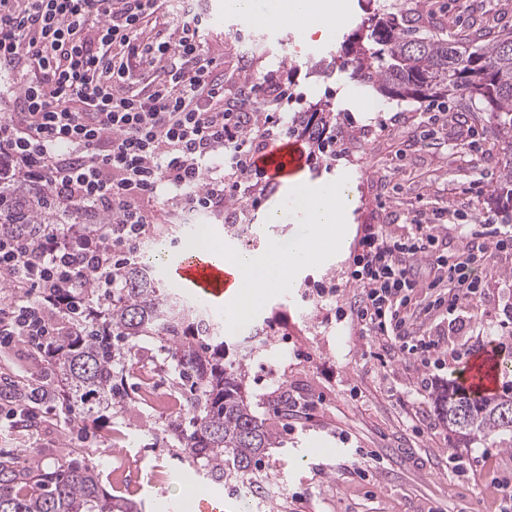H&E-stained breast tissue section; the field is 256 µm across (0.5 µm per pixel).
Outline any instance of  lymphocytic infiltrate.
<instances>
[{
	"instance_id": "1",
	"label": "lymphocytic infiltrate",
	"mask_w": 512,
	"mask_h": 512,
	"mask_svg": "<svg viewBox=\"0 0 512 512\" xmlns=\"http://www.w3.org/2000/svg\"><path fill=\"white\" fill-rule=\"evenodd\" d=\"M161 0H0V73L11 80L16 108L0 121V187L28 180L82 224H57L32 238L0 235V279L26 289L0 301V346L21 341L43 350L66 314L72 289L115 288L140 239L152 230L159 187L175 192L189 221L225 212L230 200L250 202L268 181L255 158L290 128L269 106L296 102L287 84L250 85L224 100V74L199 51L202 20L191 15L175 41L158 40ZM154 72L146 94L133 91ZM223 158L224 172L205 177ZM433 221L416 213L405 236L382 224L363 228L351 278L360 290L350 312L376 336L404 335L422 314L412 296L416 266L437 295L430 308L477 293V271L490 250L437 252Z\"/></svg>"
}]
</instances>
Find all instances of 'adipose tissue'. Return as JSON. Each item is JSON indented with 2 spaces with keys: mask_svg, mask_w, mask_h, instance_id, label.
Wrapping results in <instances>:
<instances>
[{
  "mask_svg": "<svg viewBox=\"0 0 512 512\" xmlns=\"http://www.w3.org/2000/svg\"><path fill=\"white\" fill-rule=\"evenodd\" d=\"M224 6L262 24L300 28L307 38L328 36L340 17L336 0H269L266 11L260 14L254 11V0H225Z\"/></svg>",
  "mask_w": 512,
  "mask_h": 512,
  "instance_id": "adipose-tissue-1",
  "label": "adipose tissue"
}]
</instances>
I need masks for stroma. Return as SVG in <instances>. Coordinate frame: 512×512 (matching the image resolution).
<instances>
[{
	"label": "stroma",
	"instance_id": "1",
	"mask_svg": "<svg viewBox=\"0 0 512 512\" xmlns=\"http://www.w3.org/2000/svg\"><path fill=\"white\" fill-rule=\"evenodd\" d=\"M344 21L329 37L304 39L298 29L262 26L224 10V0H193L203 18L201 48L225 74L264 84L294 83L303 96L292 111L324 108L336 115V138L348 153L330 162L311 152L303 179L316 185L348 175L357 202L351 211L349 245L339 256L302 270L289 293L268 301L237 333H225L228 359L242 360L244 389L255 414L277 423L276 401L295 403L283 445L270 449L263 490L248 495L241 482L221 484L229 505L244 512H512L499 486L512 479V447L496 439L459 443L435 410L432 393L456 379L464 360L451 350L501 347L512 360V256L492 254L479 269L483 291L455 315L432 311L416 329L417 338L437 340L428 362L394 352L389 341L369 336L341 307L356 288L348 278L351 260L366 224L388 225L401 235L414 212H442L437 233L448 251L474 246L463 225L489 220V233L512 232V218L495 204L502 157L487 128L488 116L471 109L467 97L446 100L447 120L431 122L430 99L383 100L369 111L373 92L350 79L342 64L326 74L314 64L340 56L345 35L360 26L358 0H339ZM419 32L438 28L455 35L475 27L496 35L512 30V0H418ZM287 195L284 183L259 194L257 205H243L240 223L246 239L231 236V220L206 212L198 223L210 225L234 249H263L268 240L286 242L298 230L296 218L269 224L267 213ZM50 368L26 344L0 348V381L28 389ZM128 393L122 410L105 413L103 422L77 429L54 403L40 404V423L12 427L11 402L0 397V451L23 456L41 449L54 462L80 447V431L96 435L99 464L110 473L124 463L135 478L127 489L143 512H170L186 503L193 468L178 461L177 434L168 432L167 415L145 404L132 373H124Z\"/></svg>",
	"mask_w": 512,
	"mask_h": 512
}]
</instances>
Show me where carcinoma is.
I'll return each mask as SVG.
<instances>
[{
    "mask_svg": "<svg viewBox=\"0 0 512 512\" xmlns=\"http://www.w3.org/2000/svg\"><path fill=\"white\" fill-rule=\"evenodd\" d=\"M413 18L374 9L344 44L350 79L392 100L466 96L488 113L495 144L504 151L496 192L512 205V31L484 40L413 37ZM332 112L301 113L295 123L311 145L323 144ZM56 209L23 180L12 184L0 205V232L23 233L34 224L56 223ZM112 298L100 288H81L84 303L104 306L96 316L65 315L52 337L51 377L29 401H53L66 388L62 410L75 422L102 410L122 408L126 393L114 382L115 362L138 364L142 337H152L178 369L177 384L189 390L184 410L190 430L179 440L188 464L214 483L236 476L259 482L270 448L282 445L278 430L253 411L243 390L245 365L224 364L226 342L213 315L185 295L165 289L153 267L129 264ZM440 420L468 444L499 438L512 447V394L477 395L454 381L433 393ZM27 468L0 452V512H140L136 502L107 493L92 448H73L45 465L39 450Z\"/></svg>",
    "mask_w": 512,
    "mask_h": 512,
    "instance_id": "obj_1",
    "label": "carcinoma"
}]
</instances>
